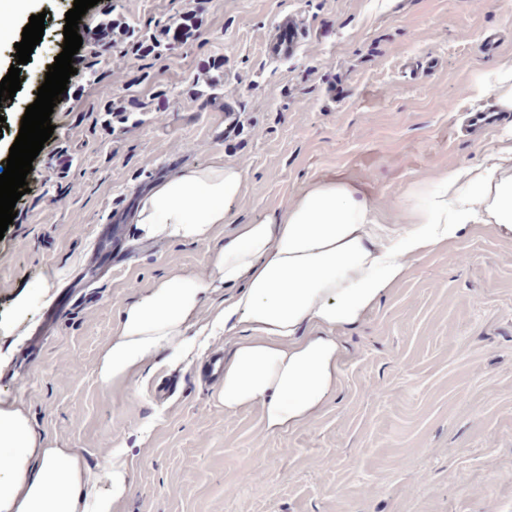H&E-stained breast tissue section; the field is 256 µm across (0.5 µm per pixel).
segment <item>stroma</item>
Segmentation results:
<instances>
[{"label":"stroma","instance_id":"1","mask_svg":"<svg viewBox=\"0 0 512 512\" xmlns=\"http://www.w3.org/2000/svg\"><path fill=\"white\" fill-rule=\"evenodd\" d=\"M74 0H44L45 30L20 72L21 89L0 103V168L21 119L63 50ZM182 0H99L90 28L115 18L136 29L168 22ZM298 15L306 37L284 62L267 58L269 28ZM502 33L497 50L487 31ZM438 61L413 75L425 56ZM224 80L190 93L206 60ZM512 59V0H209L200 39L143 63L83 40L76 75L52 113L54 132L32 166L29 193L0 237V400L18 403L56 447L79 457L94 481L102 448L127 470L113 512H512V236L476 224L406 278L353 327L338 330L339 390L305 422L265 433L261 412H225L216 385L188 379L156 402L163 374H188L214 349L231 352L244 329L210 336L227 289H210L188 327L195 348L161 354L118 385L98 379L121 310L176 268L187 277L235 225L283 208L310 185L341 180L387 218L409 185L434 168L480 163L512 128L457 136L463 88ZM141 77L136 125L113 124L115 73ZM347 97L334 103L332 85ZM164 91L168 102L155 110ZM244 113V133L224 135V110ZM183 165L224 161L242 170L233 221L204 242L151 238L136 224L138 201ZM118 225L126 253L101 279L102 227ZM91 296L64 309L31 351L61 290ZM32 300L14 321L19 296Z\"/></svg>","mask_w":512,"mask_h":512}]
</instances>
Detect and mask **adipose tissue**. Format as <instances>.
<instances>
[{
	"instance_id": "adipose-tissue-1",
	"label": "adipose tissue",
	"mask_w": 512,
	"mask_h": 512,
	"mask_svg": "<svg viewBox=\"0 0 512 512\" xmlns=\"http://www.w3.org/2000/svg\"><path fill=\"white\" fill-rule=\"evenodd\" d=\"M466 92L471 100L493 94L498 111L512 112V62L489 68ZM243 188L236 166L189 168L141 198L137 222L150 236L204 241L216 225L232 222ZM474 224L512 235V131L480 165L439 170L414 184L395 225L354 186L330 181L236 226L195 276L169 272L123 308L99 379L115 384L160 351H188V324L204 294L229 288L233 295L212 323L228 334L246 326L251 337L225 360L216 399L228 412L260 408L264 430L280 432L335 391L336 328L355 325L415 260ZM86 484L78 457L38 433L16 403L0 400V512H85Z\"/></svg>"
}]
</instances>
